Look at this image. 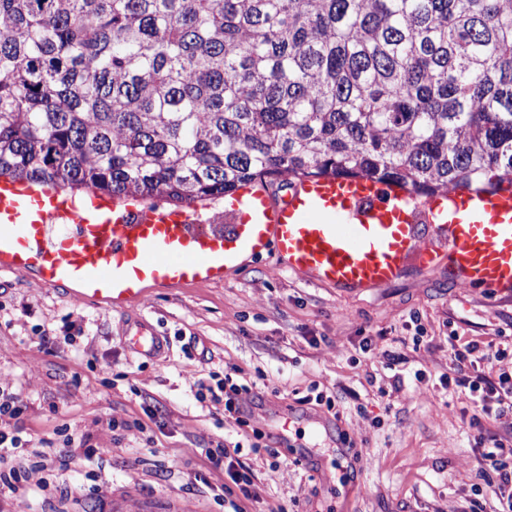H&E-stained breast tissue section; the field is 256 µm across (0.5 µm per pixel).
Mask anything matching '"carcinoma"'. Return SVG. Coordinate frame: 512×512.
Listing matches in <instances>:
<instances>
[{
    "instance_id": "carcinoma-1",
    "label": "carcinoma",
    "mask_w": 512,
    "mask_h": 512,
    "mask_svg": "<svg viewBox=\"0 0 512 512\" xmlns=\"http://www.w3.org/2000/svg\"><path fill=\"white\" fill-rule=\"evenodd\" d=\"M512 188V0H0V178Z\"/></svg>"
}]
</instances>
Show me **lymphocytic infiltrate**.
Returning a JSON list of instances; mask_svg holds the SVG:
<instances>
[{"label":"lymphocytic infiltrate","instance_id":"f902f5d3","mask_svg":"<svg viewBox=\"0 0 512 512\" xmlns=\"http://www.w3.org/2000/svg\"><path fill=\"white\" fill-rule=\"evenodd\" d=\"M448 373L440 375L443 387H457L469 399L472 413L467 419L474 429V445L485 466L486 476L497 481V506L494 512H512V438H506L486 426V417L512 414V342L483 346L462 341L460 336L448 337ZM200 391H208L212 407L224 415L225 424L241 436L247 447L269 448L274 444L247 409L248 401L261 400L256 383L242 382L235 373L224 375L223 383L210 386L208 377L198 375L193 381ZM27 405L22 394L8 386H0V465L9 463V470L0 468V486L17 491L22 479L14 460L23 458L30 440L19 434L18 421Z\"/></svg>","mask_w":512,"mask_h":512}]
</instances>
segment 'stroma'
<instances>
[{
  "label": "stroma",
  "instance_id": "1",
  "mask_svg": "<svg viewBox=\"0 0 512 512\" xmlns=\"http://www.w3.org/2000/svg\"><path fill=\"white\" fill-rule=\"evenodd\" d=\"M138 312L163 337L161 353L125 346V310L0 267V382L26 398L25 434L51 441L32 475L39 488L0 495V512H493L468 400L439 377L450 333L483 344L512 335V293L415 267L388 285L332 288L268 253L218 284L151 288ZM231 368L262 387L263 425L288 413L305 432L302 448L241 450L257 477L249 500L220 492L229 478L206 452L237 436L193 385ZM419 368L432 378L416 385ZM314 384L335 397L342 422L299 404ZM340 429L352 448L337 445ZM89 432L111 452L75 447Z\"/></svg>",
  "mask_w": 512,
  "mask_h": 512
}]
</instances>
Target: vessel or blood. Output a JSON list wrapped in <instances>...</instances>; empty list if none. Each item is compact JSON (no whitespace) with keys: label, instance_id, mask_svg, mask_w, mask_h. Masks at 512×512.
I'll list each match as a JSON object with an SVG mask.
<instances>
[{"label":"vessel or blood","instance_id":"obj_1","mask_svg":"<svg viewBox=\"0 0 512 512\" xmlns=\"http://www.w3.org/2000/svg\"><path fill=\"white\" fill-rule=\"evenodd\" d=\"M431 222L429 236L419 221ZM277 254L286 270L337 288L383 286L409 266L447 269L460 286L512 290V191L452 190L411 205L372 178L306 179L282 202L253 182L223 210L161 208L96 193L84 199L39 183L0 178V267L71 286L75 299L137 307L149 288L223 281L249 259ZM134 352L164 340L130 319Z\"/></svg>","mask_w":512,"mask_h":512}]
</instances>
